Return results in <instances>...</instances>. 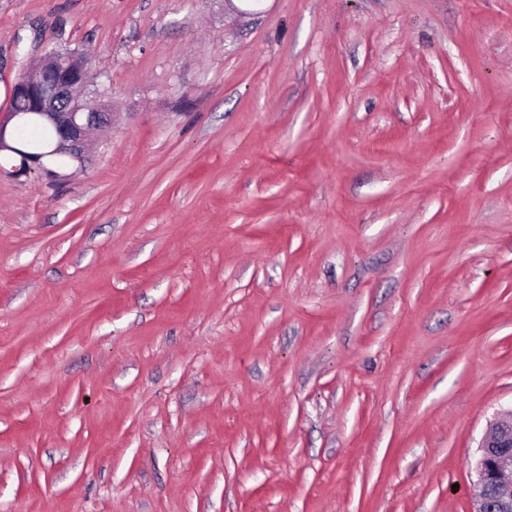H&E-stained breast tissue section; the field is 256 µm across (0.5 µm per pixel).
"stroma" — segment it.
I'll return each mask as SVG.
<instances>
[{"label": "stroma", "instance_id": "35a3bbf8", "mask_svg": "<svg viewBox=\"0 0 512 512\" xmlns=\"http://www.w3.org/2000/svg\"><path fill=\"white\" fill-rule=\"evenodd\" d=\"M0 0V512H471L512 408V0ZM57 50V49H56ZM73 53L72 51H52L45 57L48 66L36 77L22 78L15 84L17 89H22L32 104L41 112L33 108L28 99L14 87L11 94L10 108L8 112H32L35 114H19L23 118L17 128L16 143L22 153L29 158L40 159L43 169L48 168V163H65L67 160L53 155L56 144L55 130L44 118H47L56 126L59 132L56 152L67 156L70 160L82 163L87 154L94 147V140L90 131L101 126H109L112 123V112L108 110H90L84 100L87 85L84 82V68L77 67L73 58L62 55ZM56 98L68 99L69 105L66 112H44ZM40 115V116H39ZM42 116V117H41ZM31 131L25 135V131Z\"/></svg>", "mask_w": 512, "mask_h": 512}]
</instances>
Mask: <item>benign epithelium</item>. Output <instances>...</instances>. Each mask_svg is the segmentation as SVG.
Segmentation results:
<instances>
[{"label":"benign epithelium","instance_id":"benign-epithelium-1","mask_svg":"<svg viewBox=\"0 0 512 512\" xmlns=\"http://www.w3.org/2000/svg\"><path fill=\"white\" fill-rule=\"evenodd\" d=\"M48 66L36 77H22L23 90L39 115L59 132L56 152L83 162L94 147L90 131L112 123V112L90 110L84 100V68L57 51L47 54ZM512 410L495 420L479 444L474 463L476 480L470 488L472 512H512Z\"/></svg>","mask_w":512,"mask_h":512}]
</instances>
